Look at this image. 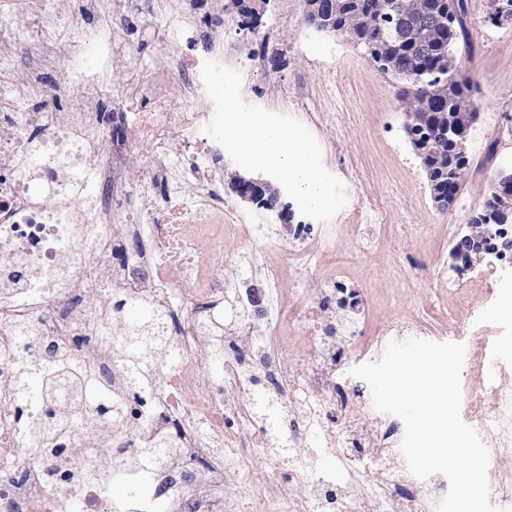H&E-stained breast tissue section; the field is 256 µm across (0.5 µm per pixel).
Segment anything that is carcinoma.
Wrapping results in <instances>:
<instances>
[{
    "mask_svg": "<svg viewBox=\"0 0 512 512\" xmlns=\"http://www.w3.org/2000/svg\"><path fill=\"white\" fill-rule=\"evenodd\" d=\"M243 19L250 29L262 20L269 0H245ZM319 32L346 38L373 61L380 74L405 84L402 102L412 115L405 128L425 175L429 191L443 192L446 212L460 195L469 168L467 141L478 114L474 87L462 75L458 48L470 49L466 0H331ZM512 225V175H501L483 206L468 219V229L456 241L451 255L463 265L492 249L493 223ZM127 320L126 335L115 346L131 381L141 390L153 379V352L161 344L158 336H145L151 321L147 307L115 305ZM69 389L76 400L70 414L57 417V394ZM18 390L25 407L42 409L47 421L28 428L39 442L52 434L63 439L77 422L83 403L99 406L104 423L117 424L124 414L125 394L101 382L87 368L65 356L24 371ZM163 447L143 450L139 468L164 461Z\"/></svg>",
    "mask_w": 512,
    "mask_h": 512,
    "instance_id": "cac0c4a2",
    "label": "carcinoma"
}]
</instances>
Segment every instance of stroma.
<instances>
[{
    "label": "stroma",
    "mask_w": 512,
    "mask_h": 512,
    "mask_svg": "<svg viewBox=\"0 0 512 512\" xmlns=\"http://www.w3.org/2000/svg\"><path fill=\"white\" fill-rule=\"evenodd\" d=\"M285 8L294 24L276 73L307 83L301 103L310 116L309 129L323 145L327 170L345 186L347 203L333 218L341 226L337 265L349 271L351 287L370 289L376 320L402 322L429 306L447 317L440 295L458 275L451 270L445 280H437L433 260L450 256L449 225L466 224L499 171L512 169V26L490 25L486 0H467L474 54L461 65L477 86L479 118L469 135L463 190L443 213L432 202L406 136L402 84L379 74L352 44L308 26L302 0H271L263 28L275 26ZM373 236L382 239L376 251L365 247ZM496 291V301L486 305L479 289L471 291L497 334L485 345L467 341L466 356L488 355L512 374V279L499 281Z\"/></svg>",
    "instance_id": "1"
}]
</instances>
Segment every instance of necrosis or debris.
<instances>
[{"mask_svg":"<svg viewBox=\"0 0 512 512\" xmlns=\"http://www.w3.org/2000/svg\"><path fill=\"white\" fill-rule=\"evenodd\" d=\"M224 12L223 0L0 7V59H29L24 73L0 69V512H435L448 491L443 475L408 471L402 421L342 377L391 340L429 333V321L363 336L372 303L330 261L335 225L242 213L224 181L225 150L202 132L214 113L203 61L239 70L248 104L284 114L299 95L266 73L289 17L242 45L225 41ZM136 21L156 42L139 63L128 50ZM470 271L448 291L440 335H484L468 290L478 282L494 296L512 253L488 252ZM116 300L159 316L154 385L117 427L85 407L46 459L24 432L41 414L21 410L19 371L67 356L121 385ZM461 391L493 456L490 502L507 512L512 385L477 357ZM161 442L164 463L134 469ZM88 448L92 480L76 470Z\"/></svg>","mask_w":512,"mask_h":512,"instance_id":"1","label":"necrosis or debris"}]
</instances>
